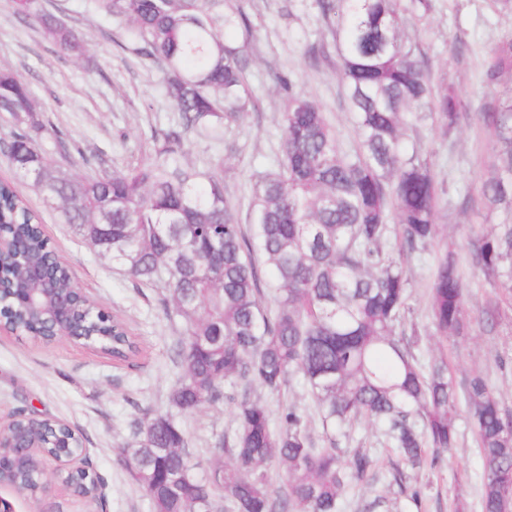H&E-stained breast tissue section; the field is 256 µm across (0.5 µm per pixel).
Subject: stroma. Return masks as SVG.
I'll return each mask as SVG.
<instances>
[{"label": "stroma", "instance_id": "35a3bbf8", "mask_svg": "<svg viewBox=\"0 0 512 512\" xmlns=\"http://www.w3.org/2000/svg\"><path fill=\"white\" fill-rule=\"evenodd\" d=\"M240 3L253 27L246 55L256 108L225 130L223 142L189 134L184 159L199 167H216L240 224L247 226L253 186L276 169L281 158L280 115L286 95L279 77L291 78L321 106L343 151L355 145L356 124L342 100L336 44L318 0ZM38 4L43 11L63 13L85 41L83 57L64 55L36 22L25 23L14 15L11 0H0V71L13 72L30 85L41 107L34 115L43 127L39 144L52 148L55 135H62L68 152L57 161L80 173L98 167L124 169L150 158L157 137L178 122L176 107L161 91L159 70L117 46L116 27L97 13L91 0H38ZM403 5L404 37L425 54L434 93L455 87L461 111L460 123L449 136H442L428 117L407 131L409 142L429 161L438 188L440 236L407 265L406 322L420 334L421 360L447 354L459 378H485L505 408L512 410V297L463 266L470 328L444 346L428 305L433 267L446 246L466 253L471 232L491 229L502 219L501 213L488 212L480 200L482 180L493 162V143L476 115L495 103L502 90L501 85L487 82L485 70L494 45L512 36V11L491 8L487 0H432L426 14L417 9L415 0H403ZM316 42L324 44L326 55L313 66L307 50ZM0 181L15 182L12 170L1 160ZM15 184L39 213L45 236L79 288L127 324L140 351L123 361L66 339L46 344L25 333L2 330L0 420H8L23 406L35 418L66 423L85 438L102 480L103 512H149L144 493L116 456L120 446L131 441L135 418L146 411L174 412L168 400L176 372L171 349L183 324L180 318L166 316L156 290L99 257L69 225L58 223L37 191L22 182ZM178 420L199 463L197 475L207 476L216 462L211 452L215 436L235 427L231 405L224 401L208 405L179 415ZM460 429L453 454L412 479L421 498L418 504H407L405 512H453L452 501L459 494L466 499L468 512H480L482 462L468 422H461ZM356 435L363 438L374 469L367 482L347 490L342 512H366L376 496L387 494L395 459L392 449L364 430ZM0 497L11 502L14 512H87L89 508L56 478L34 496L2 485Z\"/></svg>", "mask_w": 512, "mask_h": 512}]
</instances>
